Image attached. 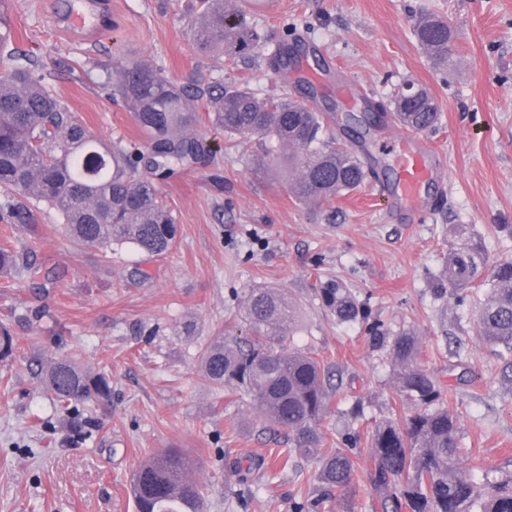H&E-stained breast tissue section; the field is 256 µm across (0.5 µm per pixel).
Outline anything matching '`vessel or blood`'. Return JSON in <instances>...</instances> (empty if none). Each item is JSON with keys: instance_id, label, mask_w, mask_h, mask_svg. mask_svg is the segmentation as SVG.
<instances>
[{"instance_id": "b4317fda", "label": "vessel or blood", "mask_w": 512, "mask_h": 512, "mask_svg": "<svg viewBox=\"0 0 512 512\" xmlns=\"http://www.w3.org/2000/svg\"><path fill=\"white\" fill-rule=\"evenodd\" d=\"M109 8L108 0H78L64 22L95 38L110 25ZM395 148L393 177L378 182V193L395 197L413 211H423L426 191L435 174L436 156L416 136L399 137Z\"/></svg>"}]
</instances>
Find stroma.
Instances as JSON below:
<instances>
[{"mask_svg":"<svg viewBox=\"0 0 512 512\" xmlns=\"http://www.w3.org/2000/svg\"><path fill=\"white\" fill-rule=\"evenodd\" d=\"M194 3L112 0V23L94 41L56 25L58 0H11V17L18 47L53 94L107 144L141 139L108 69L142 60L180 85L240 80L266 97L281 82L269 57L285 42L296 50L292 93L312 106L337 101L346 81L375 102L407 82L426 89L440 119L425 139L445 181L430 186L432 207L420 216L377 198L370 180L320 210L297 201L276 170L250 171L223 132L200 122L208 155L157 183L179 229L168 254L76 246L47 208L31 224L0 219V248L30 252L37 268L0 275V322L19 346L0 366V512H135L134 469L162 449L193 460L205 512H291L294 497H318L315 452L283 461L284 434L267 429L249 399L202 376L199 351L212 337L248 336L244 296L259 285L296 304L295 344L329 369L336 392L318 424L325 447L357 437L356 492L325 512H382L368 482L371 428L414 412L397 393L389 345L369 332L373 319L389 336H415L421 367L448 385L473 478L512 472V354L476 335L486 290L461 302L433 287L449 225H468L490 260L512 258V0H260L253 21L263 48L233 70L192 49ZM421 12L454 29L447 68L414 35L411 17ZM330 280L350 288L369 321L336 322L318 293ZM70 354L112 386L75 414L56 406L37 375L39 363ZM357 402L364 417L355 421L347 411ZM258 462L263 470L244 485V469Z\"/></svg>","mask_w":512,"mask_h":512,"instance_id":"35a3bbf8","label":"stroma"}]
</instances>
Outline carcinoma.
<instances>
[{
    "label": "carcinoma",
    "mask_w": 512,
    "mask_h": 512,
    "mask_svg": "<svg viewBox=\"0 0 512 512\" xmlns=\"http://www.w3.org/2000/svg\"><path fill=\"white\" fill-rule=\"evenodd\" d=\"M0 11V214L27 224L32 210L54 209L70 238L103 251L132 244L160 255L176 245L178 227L153 178L196 160L203 141L193 132L196 104H206L208 124L224 132L232 147L248 151L256 138L276 143L279 154L248 155L252 170L277 164L288 173V190L299 202L322 208L336 197L377 178L375 168L340 142L334 118L280 86L277 94L257 96L246 83L214 90H188L142 61L117 67L115 94L131 112L143 143L109 146L61 102L45 84L36 63L13 45ZM420 47L437 65L448 64L451 30L431 15L413 18ZM189 36L206 56L220 54L235 64L261 48L257 25L238 0H198ZM400 87L388 102L370 103L348 118L364 139L389 112L404 128L427 132L439 122L438 107L425 89L409 96ZM151 154L149 171L137 172L141 149ZM451 245L438 280L442 289L464 292L487 285L475 317L476 335L512 352V259L490 261L481 240L465 224L448 227ZM30 253L0 249V275L30 273ZM320 297L340 323L368 318V311L339 283ZM251 336L245 341L217 336L202 351L203 377L219 389L248 397L272 426L287 432L292 451L323 445L315 423L330 409L334 387L328 369L310 352L288 344L299 322L293 303L273 288H253L244 301ZM14 335L0 324V362L15 357ZM390 354L397 389L418 412L406 426L393 419L375 424L369 439L368 475L380 494L383 512H512V474L487 486L460 466L461 426L442 401L444 386L420 366L421 349L411 334L393 338ZM43 383L59 407L95 394L107 397L109 381L93 376L72 357L47 363ZM349 451L329 449L319 457L320 497L294 501L292 512H317L333 498L354 493ZM189 458L170 450L143 461L133 478L136 512H204V488L183 479Z\"/></svg>",
    "instance_id": "obj_1"
}]
</instances>
